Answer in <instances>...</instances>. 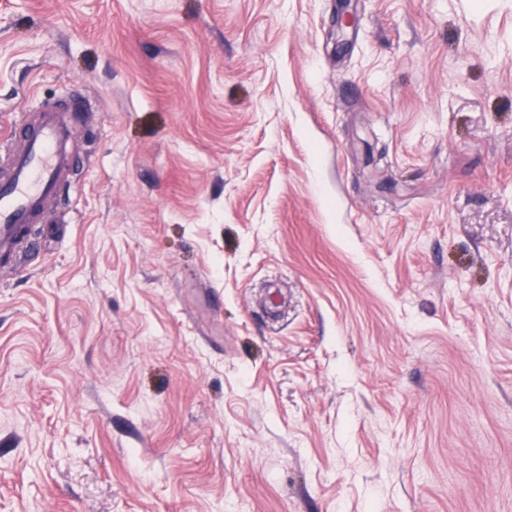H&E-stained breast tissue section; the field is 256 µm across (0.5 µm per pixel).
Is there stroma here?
I'll return each instance as SVG.
<instances>
[{
	"instance_id": "stroma-1",
	"label": "stroma",
	"mask_w": 512,
	"mask_h": 512,
	"mask_svg": "<svg viewBox=\"0 0 512 512\" xmlns=\"http://www.w3.org/2000/svg\"><path fill=\"white\" fill-rule=\"evenodd\" d=\"M72 94L0 512H512V0H0Z\"/></svg>"
}]
</instances>
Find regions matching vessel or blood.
Listing matches in <instances>:
<instances>
[{
    "label": "vessel or blood",
    "mask_w": 512,
    "mask_h": 512,
    "mask_svg": "<svg viewBox=\"0 0 512 512\" xmlns=\"http://www.w3.org/2000/svg\"><path fill=\"white\" fill-rule=\"evenodd\" d=\"M79 100L26 110L0 137V259L31 246L48 223L78 163L73 150Z\"/></svg>",
    "instance_id": "vessel-or-blood-1"
}]
</instances>
